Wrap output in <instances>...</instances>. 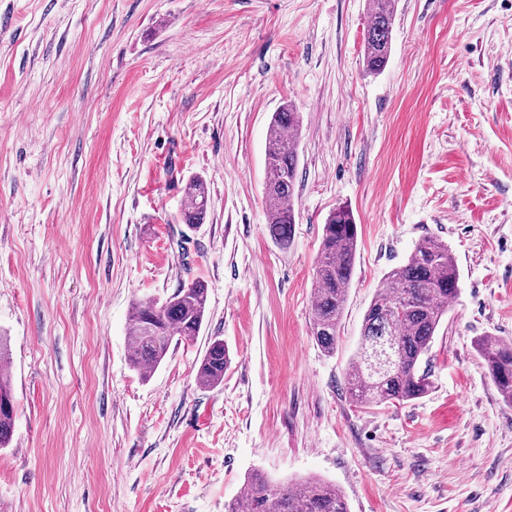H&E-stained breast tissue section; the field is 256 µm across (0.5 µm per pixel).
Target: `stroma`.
Listing matches in <instances>:
<instances>
[{
	"instance_id": "35a3bbf8",
	"label": "stroma",
	"mask_w": 512,
	"mask_h": 512,
	"mask_svg": "<svg viewBox=\"0 0 512 512\" xmlns=\"http://www.w3.org/2000/svg\"><path fill=\"white\" fill-rule=\"evenodd\" d=\"M0 0V336L16 399L0 512H224L249 473L319 477L350 512H512V408L475 348L512 339V0ZM302 119L296 222L267 231L273 112ZM204 224L180 212L192 177ZM358 249L334 354L311 335L323 224ZM460 293L430 389L356 406L364 314L416 243ZM200 280L205 322L148 377L128 317ZM223 339L222 385L196 371ZM391 0H372V15L367 26L363 64L369 74L382 71L392 50V33L396 13Z\"/></svg>"
}]
</instances>
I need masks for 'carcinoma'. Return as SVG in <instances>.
<instances>
[{
	"instance_id": "carcinoma-1",
	"label": "carcinoma",
	"mask_w": 512,
	"mask_h": 512,
	"mask_svg": "<svg viewBox=\"0 0 512 512\" xmlns=\"http://www.w3.org/2000/svg\"><path fill=\"white\" fill-rule=\"evenodd\" d=\"M396 13L390 0H372L363 64L369 74L382 71L392 50ZM300 112L290 100L273 113L266 149L264 203L270 236L288 245L295 224V184L299 166ZM209 204L205 180L190 181L181 218L190 226L204 223ZM358 247V225L348 206H338L322 228L315 270L311 332L327 353L336 351L338 329L348 298ZM459 293L458 269L442 241H419L407 259L392 268L377 287L361 328L359 356L347 371L345 387L359 406L407 402L424 396L430 387L421 363L435 333L448 314V300ZM208 288L200 282L178 289L164 302H138L129 318L133 340L131 366L147 376L167 355L175 337L199 335L206 313ZM476 350L486 361L502 402L512 407V342L498 336L477 339ZM7 346L0 339V448L9 447L15 430ZM230 364L221 339L213 340L196 372L204 388L224 382ZM242 501L225 505V512H348L336 485L317 478L280 484L258 475L247 479Z\"/></svg>"
}]
</instances>
